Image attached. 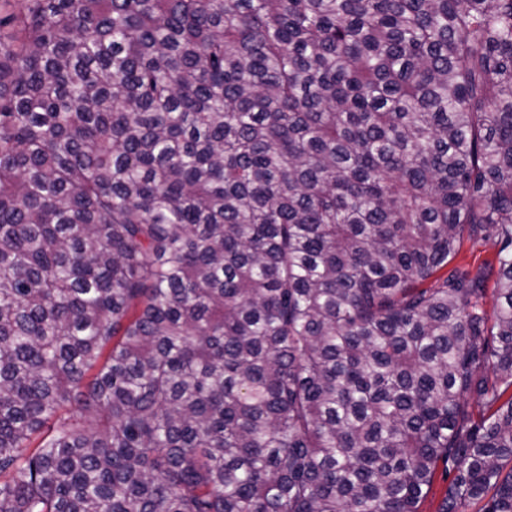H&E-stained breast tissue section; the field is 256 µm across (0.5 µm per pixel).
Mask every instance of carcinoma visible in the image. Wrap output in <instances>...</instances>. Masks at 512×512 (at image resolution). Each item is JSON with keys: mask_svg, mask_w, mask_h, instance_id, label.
Here are the masks:
<instances>
[{"mask_svg": "<svg viewBox=\"0 0 512 512\" xmlns=\"http://www.w3.org/2000/svg\"><path fill=\"white\" fill-rule=\"evenodd\" d=\"M509 463L512 0H0V512H512ZM493 252L494 247L492 243L478 245L472 248L469 242H465L460 255L457 258H455V260L449 265V267H452L455 264L459 263H467L470 264L473 273H475L477 267L482 263V261L485 259H490ZM448 486V477L445 476L440 467L437 471L430 493L420 507L421 512H437L444 492Z\"/></svg>", "mask_w": 512, "mask_h": 512, "instance_id": "cac0c4a2", "label": "carcinoma"}]
</instances>
